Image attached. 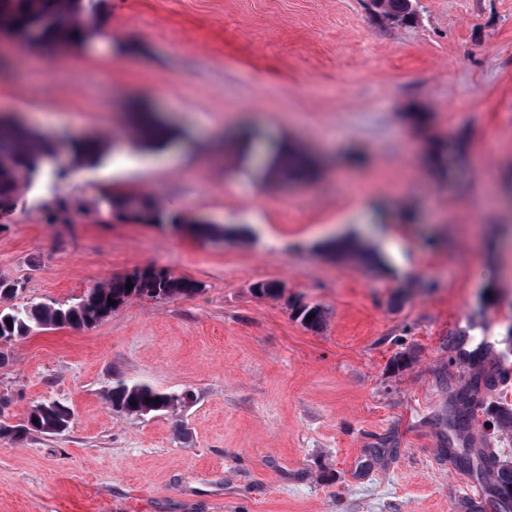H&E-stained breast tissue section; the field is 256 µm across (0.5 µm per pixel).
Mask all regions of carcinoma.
Instances as JSON below:
<instances>
[{
  "instance_id": "obj_1",
  "label": "carcinoma",
  "mask_w": 512,
  "mask_h": 512,
  "mask_svg": "<svg viewBox=\"0 0 512 512\" xmlns=\"http://www.w3.org/2000/svg\"><path fill=\"white\" fill-rule=\"evenodd\" d=\"M99 0H0V32L19 36L30 45L52 48L60 44L81 41L90 32V17ZM377 14L397 24L415 19L412 0H372ZM177 137V133L150 123L135 127L136 142L147 147L163 148ZM107 151V143L85 139L70 144L67 161H61L59 145L34 130L0 119V222H9L22 197L23 190L41 174L44 167L62 177L67 164L96 163ZM267 175L276 180L304 178L311 172L312 162L301 150L279 149L262 156ZM132 198L113 195L112 211L122 217H131L148 223L162 221L161 213L147 198L138 200V207L129 208ZM132 289H126L127 282ZM199 291L193 280L174 277H153L147 270H136L93 288L75 303L29 302L21 306L0 309V341L25 339L38 330L64 327L90 328L107 318L116 307L132 298L166 299L190 296ZM114 304H108V299ZM12 319V325L6 320ZM112 409L128 416H144L148 412L167 411L183 402V396L162 393L146 383L116 381L109 392ZM61 406L55 400L42 401L33 406L26 422L16 426L23 437L33 433L57 434L56 423L41 409ZM486 470L494 482L502 506L512 508V464L490 454L484 457Z\"/></svg>"
}]
</instances>
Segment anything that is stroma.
I'll return each instance as SVG.
<instances>
[{
    "label": "stroma",
    "instance_id": "obj_1",
    "mask_svg": "<svg viewBox=\"0 0 512 512\" xmlns=\"http://www.w3.org/2000/svg\"><path fill=\"white\" fill-rule=\"evenodd\" d=\"M414 7L397 25L372 0H102L92 39L0 34V115L63 147L112 142L37 178L0 226L14 304L147 267L201 286L0 344V512H500L465 461H512V430L486 424L512 405V201L478 206L512 187V0ZM140 101L181 138L151 168L124 133ZM241 126L315 154L314 175L212 159ZM109 192L184 222L114 216ZM361 235L372 263L332 252ZM118 379L194 401L126 416ZM44 399L69 428L16 440Z\"/></svg>",
    "mask_w": 512,
    "mask_h": 512
}]
</instances>
